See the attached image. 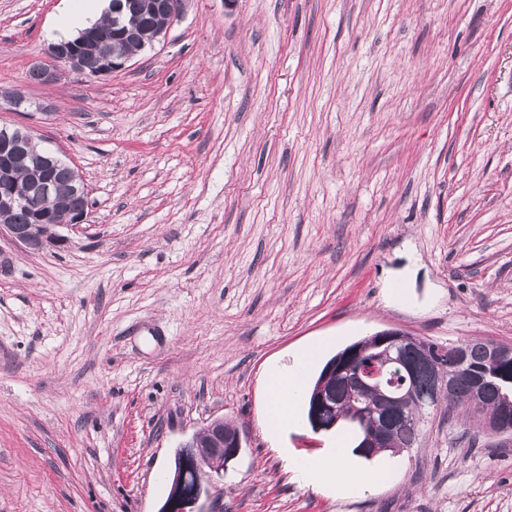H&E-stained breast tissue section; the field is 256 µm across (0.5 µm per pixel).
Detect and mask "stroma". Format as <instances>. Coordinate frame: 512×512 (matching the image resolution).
Masks as SVG:
<instances>
[{
  "instance_id": "35a3bbf8",
  "label": "stroma",
  "mask_w": 512,
  "mask_h": 512,
  "mask_svg": "<svg viewBox=\"0 0 512 512\" xmlns=\"http://www.w3.org/2000/svg\"><path fill=\"white\" fill-rule=\"evenodd\" d=\"M66 5L0 0V125L88 191L65 244L0 238V512H159L215 418L224 512H512V437L466 420L361 495L288 469L334 432L262 427L308 344H512V0H187L125 70L32 81Z\"/></svg>"
}]
</instances>
